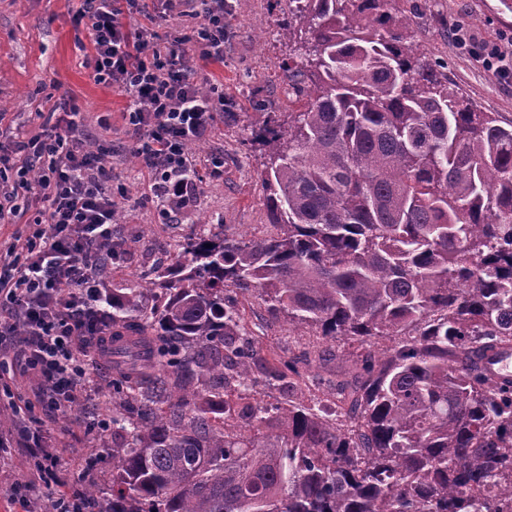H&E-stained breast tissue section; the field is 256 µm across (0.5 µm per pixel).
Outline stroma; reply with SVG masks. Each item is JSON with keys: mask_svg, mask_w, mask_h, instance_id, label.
<instances>
[{"mask_svg": "<svg viewBox=\"0 0 512 512\" xmlns=\"http://www.w3.org/2000/svg\"><path fill=\"white\" fill-rule=\"evenodd\" d=\"M424 2L425 15L415 37L420 54L447 63L449 82L483 111L512 120V83L490 78L449 37L461 21L479 38L494 39L500 31L512 30V12L504 10L500 0ZM81 6L82 0H0V136L37 128L61 95L75 98L88 145L107 149V160L127 190L117 201L119 218L112 235L131 241L132 247L121 258L120 274L104 285L102 292L108 295L113 286L168 262L204 225H223L229 234L262 231L266 219L261 173L266 156L253 142L254 112H272L280 123H287L288 85L280 65L293 56L294 47L283 27L288 0H230L224 16V60L198 64L196 77L223 85L232 106L191 151L200 159L223 155L224 170H200L191 206L168 218L151 197L148 178L129 150L127 97L95 84L84 65L90 41L87 30L75 23ZM238 306L268 366L279 368L309 354L310 364L299 367L304 385L293 393L298 400L313 394L335 399L344 344L324 341L308 329L289 328L257 293L239 296ZM88 372L95 385L86 399L52 412L37 407L22 413L20 420L35 422L44 444L56 448L57 476L67 490L83 494L92 487L103 499L110 495L112 434L94 436L89 426L100 419L101 401L112 382L109 354L95 359ZM32 464L33 451L21 442L0 455V512H16L10 490L30 478Z\"/></svg>", "mask_w": 512, "mask_h": 512, "instance_id": "stroma-1", "label": "stroma"}]
</instances>
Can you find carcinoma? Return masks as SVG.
Wrapping results in <instances>:
<instances>
[{
    "label": "carcinoma",
    "instance_id": "1",
    "mask_svg": "<svg viewBox=\"0 0 512 512\" xmlns=\"http://www.w3.org/2000/svg\"><path fill=\"white\" fill-rule=\"evenodd\" d=\"M288 0V129L259 126L266 232L197 235L112 289V498L100 512H512V120L421 59V5ZM166 305H149L150 284ZM358 344L348 399L251 401L235 299ZM224 419L223 428L214 425ZM481 364L487 374L501 380L512 378V349H499L488 352L483 357Z\"/></svg>",
    "mask_w": 512,
    "mask_h": 512
}]
</instances>
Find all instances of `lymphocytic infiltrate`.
<instances>
[{
    "label": "lymphocytic infiltrate",
    "instance_id": "1",
    "mask_svg": "<svg viewBox=\"0 0 512 512\" xmlns=\"http://www.w3.org/2000/svg\"><path fill=\"white\" fill-rule=\"evenodd\" d=\"M138 2L83 0L78 22L91 38L94 82L127 95L131 151L153 193L176 212L197 190L199 162L188 146L206 138L225 106L223 87L199 90L194 64L223 61L226 3L160 0L158 20L194 21L191 33L163 45L151 25L132 30L121 22ZM453 38L486 71L512 78V33L487 43L461 27ZM56 109L54 120L12 142L36 215L25 226L24 248L0 246V370L12 350L7 337L19 336L20 375L40 381L39 403L61 409L90 386L84 366L99 345L88 317L101 298L93 255L111 242L115 199L126 190L115 185L106 150L86 145L75 100L61 96Z\"/></svg>",
    "mask_w": 512,
    "mask_h": 512
}]
</instances>
